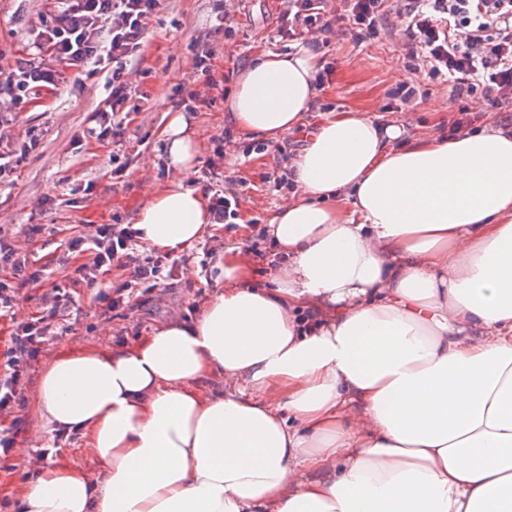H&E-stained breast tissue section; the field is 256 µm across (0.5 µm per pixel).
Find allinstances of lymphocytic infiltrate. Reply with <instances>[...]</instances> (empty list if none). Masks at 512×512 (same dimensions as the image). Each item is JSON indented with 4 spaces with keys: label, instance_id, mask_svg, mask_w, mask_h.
<instances>
[{
    "label": "lymphocytic infiltrate",
    "instance_id": "obj_1",
    "mask_svg": "<svg viewBox=\"0 0 512 512\" xmlns=\"http://www.w3.org/2000/svg\"><path fill=\"white\" fill-rule=\"evenodd\" d=\"M50 17L32 22L31 50L0 61V112H15L28 95L58 86L60 67L106 73L109 95L93 114L87 136L123 139L126 117L138 111L128 81L137 64L148 24L161 0H48ZM288 0L279 33L288 41L337 32L354 42H380L403 32L410 42L403 64L426 71L430 81L447 83L460 115L467 101L485 98L500 112H512V0ZM69 248L87 255L77 281L94 288L101 316L133 311L139 291L173 279L178 261L170 254L141 256L140 231L130 224H93ZM121 269L125 278L100 289L103 275ZM71 298L52 287L39 315L12 322L10 343L0 353V460L17 444L21 424L14 413L28 404V390L39 357L70 314Z\"/></svg>",
    "mask_w": 512,
    "mask_h": 512
}]
</instances>
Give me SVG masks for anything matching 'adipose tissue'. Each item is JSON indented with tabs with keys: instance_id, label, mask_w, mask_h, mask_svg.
<instances>
[{
	"instance_id": "1",
	"label": "adipose tissue",
	"mask_w": 512,
	"mask_h": 512,
	"mask_svg": "<svg viewBox=\"0 0 512 512\" xmlns=\"http://www.w3.org/2000/svg\"><path fill=\"white\" fill-rule=\"evenodd\" d=\"M317 71L306 47L259 54L226 122L305 128ZM307 130L265 227L271 285L228 249L192 322L50 362L39 411L98 478L38 466L27 512H512V130L411 136L357 110ZM164 145L136 227L185 253L213 222L184 113Z\"/></svg>"
}]
</instances>
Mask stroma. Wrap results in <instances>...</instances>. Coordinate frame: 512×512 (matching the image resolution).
<instances>
[{"label":"stroma","mask_w":512,"mask_h":512,"mask_svg":"<svg viewBox=\"0 0 512 512\" xmlns=\"http://www.w3.org/2000/svg\"><path fill=\"white\" fill-rule=\"evenodd\" d=\"M233 6L238 29L227 39L211 32L212 0H162L150 23L142 69L132 76L145 96L141 109L128 116L129 127L137 135L123 145L77 141L109 93L105 73L67 71L57 90L42 93L18 109L11 126L13 141H22L32 130L40 144L15 173L0 180V239L25 259L27 271L45 270L63 287H69L67 276L75 265L68 248L71 238L87 224L134 223L139 208L170 180L162 151L163 131L176 110L174 95L196 97L197 110L189 119L199 146L198 171H205L213 157L214 137L226 130L236 145V157L220 164L218 171L223 178L246 181L240 223L213 227L204 236L203 246L183 255L176 279L144 295L142 307L126 318L104 320L93 301L94 289L69 287L71 328L60 331L48 353L40 357L39 368H46L51 354L59 350L112 346L120 335L126 345H136L146 340L158 323L198 310L224 285L222 272L202 276L204 246L223 250L238 245L251 250L254 239L242 235L241 223H267L287 199V190H276L272 179L287 170L291 157L303 145L302 133L285 135L272 145L229 129L221 89L207 86L194 66L192 44L203 38L215 54L213 75L217 81L228 72L239 71L261 51H294V43L278 34L285 0H234ZM46 9V0H0V49L10 56L25 54L30 42L27 23ZM407 45L408 39L402 35L362 44L331 38L326 59L333 64L332 76L313 111L307 112L306 125H313L322 112L357 109L405 123L412 134H447L455 115L449 112L448 98L439 84L429 80H421L424 96L416 97L404 111L383 109L389 89L408 80L400 54ZM117 158L126 160L128 169L116 180L112 168ZM22 417L26 439L13 450L11 469L0 468V499L13 504L23 501L24 474L36 463L40 449H50L57 464L90 466L80 434L57 438L55 429L31 406Z\"/></svg>","instance_id":"35a3bbf8"}]
</instances>
